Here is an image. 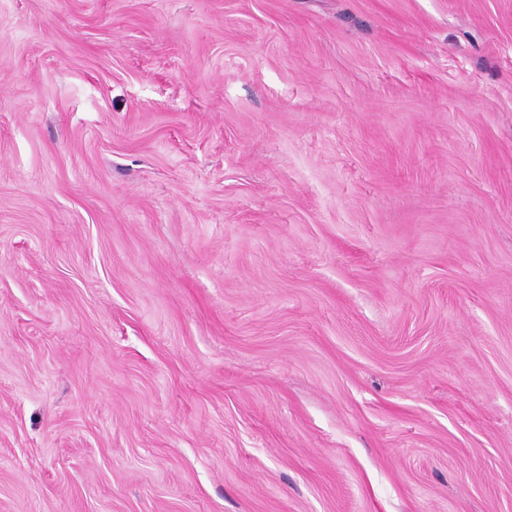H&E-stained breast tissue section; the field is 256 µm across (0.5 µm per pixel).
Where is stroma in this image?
I'll use <instances>...</instances> for the list:
<instances>
[{"label": "stroma", "instance_id": "1", "mask_svg": "<svg viewBox=\"0 0 512 512\" xmlns=\"http://www.w3.org/2000/svg\"><path fill=\"white\" fill-rule=\"evenodd\" d=\"M0 512H512V0H0Z\"/></svg>", "mask_w": 512, "mask_h": 512}]
</instances>
